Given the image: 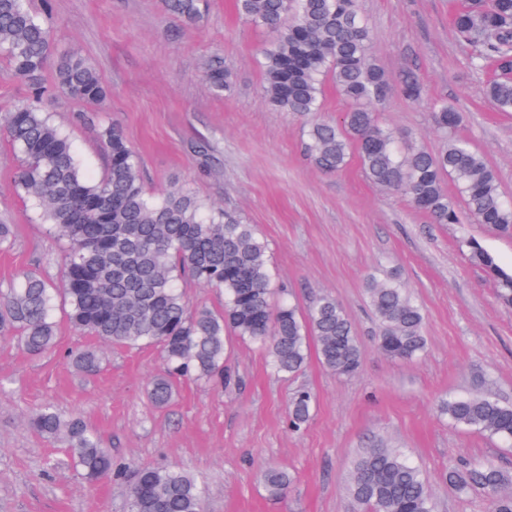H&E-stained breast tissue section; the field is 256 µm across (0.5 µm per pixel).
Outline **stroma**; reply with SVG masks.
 <instances>
[{
  "mask_svg": "<svg viewBox=\"0 0 512 512\" xmlns=\"http://www.w3.org/2000/svg\"><path fill=\"white\" fill-rule=\"evenodd\" d=\"M461 0H357L372 32L371 56L389 91L377 107L381 124L406 141L438 150L432 123L445 101L466 120L461 137L484 153L505 197L512 199V112L497 111L480 92L488 72L472 64L473 49L456 36ZM49 11L59 48L86 58L109 90L107 117L136 150L147 192L178 184L255 226L269 244L275 288L298 305L319 294L346 310L363 348L358 373L339 377L310 357L298 375L275 376L264 354L227 340L223 388L184 380L166 406L147 392L161 369L153 346H106L58 322V346L38 356L0 335V512H128L120 481L91 485L73 468L63 443L31 430L29 416L50 403L81 415L115 460L173 468L205 485L203 512H363L348 491L354 458L382 443L405 452L429 476L434 512H489L484 492L458 493L448 467L491 461L512 470V445L440 418V400L487 395L512 403V307L498 299L487 273L461 240L477 238L504 267L512 239L485 225L435 224L402 195L370 183L358 158L326 174L309 163L303 142L311 122L272 108L257 63L267 30L241 20L234 0H208L189 24L165 0H28ZM222 60L228 88L211 90L203 75ZM421 84L406 98L404 73ZM70 135L86 173L107 165L92 126L77 124L81 105L54 97L45 104ZM20 166L0 137V224L12 225L14 246L0 253V288L35 269L58 277V244L16 184ZM406 282L424 317L427 349L413 362L377 350L366 282L376 269ZM98 350L95 373L69 364L71 349ZM308 389V422L293 430L288 401ZM294 476L287 497L269 500L267 468Z\"/></svg>",
  "mask_w": 512,
  "mask_h": 512,
  "instance_id": "stroma-1",
  "label": "stroma"
}]
</instances>
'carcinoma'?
<instances>
[{"label":"carcinoma","mask_w":512,"mask_h":512,"mask_svg":"<svg viewBox=\"0 0 512 512\" xmlns=\"http://www.w3.org/2000/svg\"><path fill=\"white\" fill-rule=\"evenodd\" d=\"M206 0H166L168 10L188 22L202 17ZM248 23L271 33L259 55L262 91L273 107L296 115L320 111L322 86L332 77L347 108L332 121H315L305 150L320 171L342 170L356 154L367 178L397 191L434 224H458L456 202L445 181L454 182L469 217L512 238V202L504 199L496 174L482 153L457 135L462 113L440 106L434 121L443 146L397 149L395 134L376 120L371 106L383 99L388 79L370 57L371 30L357 0H236ZM459 37L474 48L473 65L495 76L480 92L501 112H512V0H463L454 17ZM0 73L28 87L26 100L0 115L13 151L20 158L17 183L35 201L50 235L61 246L57 283L36 270L0 290V335L18 333L22 348L40 355L57 347L55 311L62 307L76 329L106 344L157 345L163 374L149 396L166 404L171 381L192 377L224 382L227 336L233 334L267 353L272 369L293 377L306 365L311 343L322 364L339 376L356 373L363 355L344 308L319 295L305 311L290 302H272L275 293L269 246L251 224L216 204L202 203L178 186L158 199L141 183L138 159L115 124L100 122L107 171L100 180L84 175L67 133L43 107L44 73L54 65L56 91L68 98L99 103L106 90L85 59L55 47L46 16L25 0H0ZM214 89L228 86L224 64L206 70ZM469 259L497 283L499 299L512 305V269L502 268L481 243L464 241ZM224 290V311L189 310L181 282ZM370 306L378 323L376 342L388 357L414 360L425 349L423 314L394 273L368 279ZM67 359L86 373L97 371L92 350ZM438 409L454 425L512 442V405L467 395L442 400ZM311 395L297 391L289 402L292 427L310 417ZM42 437L65 442L81 476L123 480L130 512H202L204 488L195 477L171 469L135 467L113 459L87 423L47 406L30 418ZM448 484L460 491L479 489L490 512H512V472L493 462L451 467ZM293 477L270 467L264 473L268 496L287 494ZM349 492L365 512H433L430 480L394 448L366 449L353 463Z\"/></svg>","instance_id":"cac0c4a2"}]
</instances>
